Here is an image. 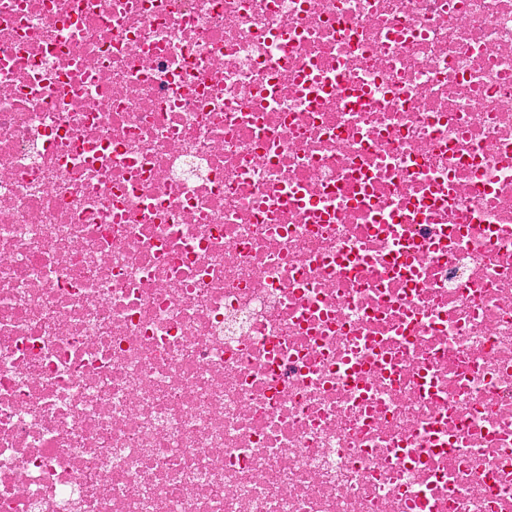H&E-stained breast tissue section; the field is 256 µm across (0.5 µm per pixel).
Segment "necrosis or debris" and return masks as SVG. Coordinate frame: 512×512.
I'll list each match as a JSON object with an SVG mask.
<instances>
[{
	"instance_id": "necrosis-or-debris-1",
	"label": "necrosis or debris",
	"mask_w": 512,
	"mask_h": 512,
	"mask_svg": "<svg viewBox=\"0 0 512 512\" xmlns=\"http://www.w3.org/2000/svg\"><path fill=\"white\" fill-rule=\"evenodd\" d=\"M0 512H512V0H0Z\"/></svg>"
}]
</instances>
